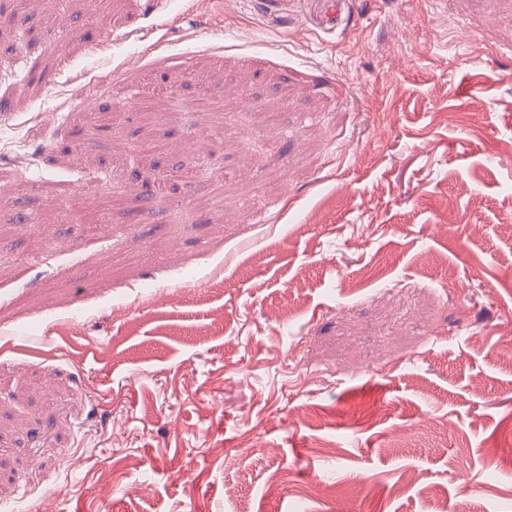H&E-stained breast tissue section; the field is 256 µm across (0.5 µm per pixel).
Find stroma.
<instances>
[{
	"instance_id": "obj_1",
	"label": "stroma",
	"mask_w": 512,
	"mask_h": 512,
	"mask_svg": "<svg viewBox=\"0 0 512 512\" xmlns=\"http://www.w3.org/2000/svg\"><path fill=\"white\" fill-rule=\"evenodd\" d=\"M0 103V512H512V0H0Z\"/></svg>"
}]
</instances>
